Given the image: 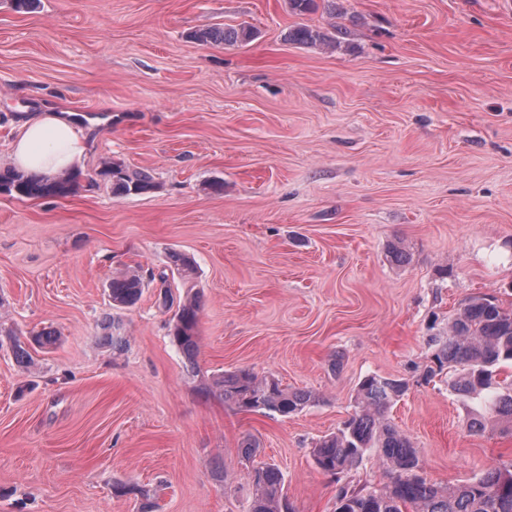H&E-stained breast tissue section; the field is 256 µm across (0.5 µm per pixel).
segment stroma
Returning a JSON list of instances; mask_svg holds the SVG:
<instances>
[{
  "mask_svg": "<svg viewBox=\"0 0 512 512\" xmlns=\"http://www.w3.org/2000/svg\"><path fill=\"white\" fill-rule=\"evenodd\" d=\"M41 2L0 0V169L24 120L65 110L88 181L0 194V512H139L145 495L249 512L247 441L295 512H335L339 487L389 480L374 449L336 480L312 459L369 375L406 382L387 419L431 483L512 463L511 426L471 434L461 398L422 379L465 300L512 309V0H336L334 20L288 0ZM333 21L335 49L284 39ZM241 23L245 45L189 37ZM110 159L156 190L114 195L94 178ZM174 252L197 267L192 366L154 289L123 310L108 296L125 269L184 296ZM42 329L59 342L19 367L14 337ZM239 369L317 399L282 416L203 393Z\"/></svg>",
  "mask_w": 512,
  "mask_h": 512,
  "instance_id": "1",
  "label": "stroma"
}]
</instances>
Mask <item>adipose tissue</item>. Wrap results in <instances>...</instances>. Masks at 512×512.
<instances>
[{
	"label": "adipose tissue",
	"instance_id": "ef3b65f1",
	"mask_svg": "<svg viewBox=\"0 0 512 512\" xmlns=\"http://www.w3.org/2000/svg\"><path fill=\"white\" fill-rule=\"evenodd\" d=\"M86 148V137L71 116L45 112L22 123L9 159L19 170L55 177L78 167Z\"/></svg>",
	"mask_w": 512,
	"mask_h": 512
}]
</instances>
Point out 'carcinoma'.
Returning <instances> with one entry per match:
<instances>
[{"mask_svg":"<svg viewBox=\"0 0 512 512\" xmlns=\"http://www.w3.org/2000/svg\"><path fill=\"white\" fill-rule=\"evenodd\" d=\"M342 29L322 30L307 25L288 30V42L300 46H338ZM256 36L248 25L205 28L193 33L202 43L246 44ZM99 176L112 184L115 195L144 194L154 189L150 174L131 171L119 162L106 161ZM81 172H69L52 179L27 175L11 168L0 170V190L25 198L67 197L80 187ZM171 262L183 283L195 273L191 258L173 253ZM161 284L159 299L176 307L170 336L190 363L199 354L197 297L183 300L173 295L167 275L137 271L121 273L109 284L112 305L136 304L151 283ZM433 365L424 372L431 380L446 377L451 391L480 410L471 415L468 428L481 433L486 415L512 424V380L499 379L503 368L512 365V310L492 300L474 296L467 299L448 324V335L432 336ZM212 390L244 411L273 412L288 416L315 401L305 391H290L270 378H259L247 370L226 373L216 379ZM405 392L397 379L371 375L363 379L355 395V410L337 432L320 439L312 451L315 466L334 477L362 463L371 448L379 449L389 482L379 489L339 490L336 512H512V464L492 466L465 483L442 488L428 483L420 474V460L410 440L386 419V412ZM254 490L252 512H293L283 491L281 474L275 465L258 463L247 473Z\"/></svg>","mask_w":512,"mask_h":512,"instance_id":"obj_1","label":"carcinoma"}]
</instances>
